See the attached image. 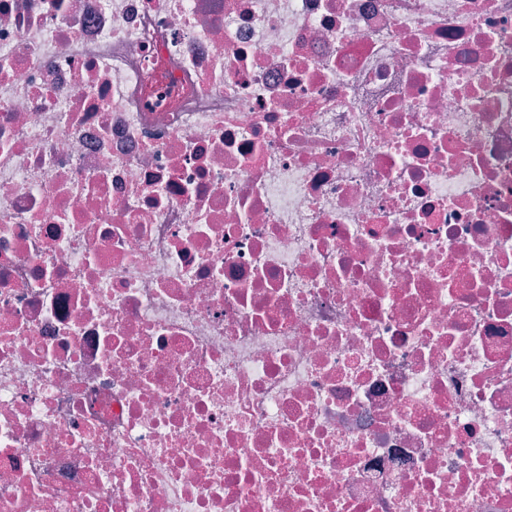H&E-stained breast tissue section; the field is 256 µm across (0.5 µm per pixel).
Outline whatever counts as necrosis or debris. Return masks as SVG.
Segmentation results:
<instances>
[{"label":"necrosis or debris","instance_id":"necrosis-or-debris-1","mask_svg":"<svg viewBox=\"0 0 512 512\" xmlns=\"http://www.w3.org/2000/svg\"><path fill=\"white\" fill-rule=\"evenodd\" d=\"M0 512H512V0H0Z\"/></svg>","mask_w":512,"mask_h":512}]
</instances>
